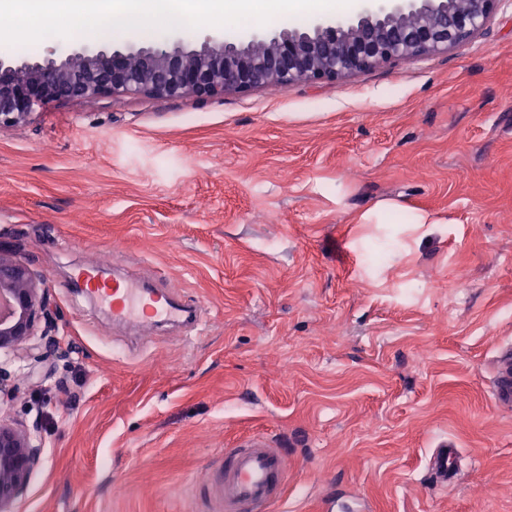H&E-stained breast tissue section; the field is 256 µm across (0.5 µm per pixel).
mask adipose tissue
I'll return each mask as SVG.
<instances>
[{"instance_id": "adipose-tissue-1", "label": "adipose tissue", "mask_w": 512, "mask_h": 512, "mask_svg": "<svg viewBox=\"0 0 512 512\" xmlns=\"http://www.w3.org/2000/svg\"><path fill=\"white\" fill-rule=\"evenodd\" d=\"M355 0H0V15L16 20L0 46L25 38L30 26L46 21L75 31L101 16L168 23L188 15L259 18L269 14H313L328 8L347 10Z\"/></svg>"}]
</instances>
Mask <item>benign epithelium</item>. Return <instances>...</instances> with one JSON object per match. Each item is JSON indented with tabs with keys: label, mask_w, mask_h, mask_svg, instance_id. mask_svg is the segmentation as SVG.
I'll use <instances>...</instances> for the list:
<instances>
[{
	"label": "benign epithelium",
	"mask_w": 512,
	"mask_h": 512,
	"mask_svg": "<svg viewBox=\"0 0 512 512\" xmlns=\"http://www.w3.org/2000/svg\"><path fill=\"white\" fill-rule=\"evenodd\" d=\"M499 0H370L354 18L317 19L268 35L208 36L190 48L166 38L150 46L50 51L41 61L0 56V127L60 100L148 94L219 97L230 91L337 80L392 60L459 45L484 28ZM0 352L22 362L63 352L50 289L0 245ZM45 340L38 353L30 341ZM10 361L0 362V404L19 393ZM42 425L0 415V512L23 495L40 462Z\"/></svg>",
	"instance_id": "1"
}]
</instances>
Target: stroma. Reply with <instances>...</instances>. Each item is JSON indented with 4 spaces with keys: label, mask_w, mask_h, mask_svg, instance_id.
Listing matches in <instances>:
<instances>
[{
    "label": "stroma",
    "mask_w": 512,
    "mask_h": 512,
    "mask_svg": "<svg viewBox=\"0 0 512 512\" xmlns=\"http://www.w3.org/2000/svg\"><path fill=\"white\" fill-rule=\"evenodd\" d=\"M225 28L102 17L94 41L45 24L0 52ZM112 242L203 325L113 326L72 284ZM0 244L50 287L67 350L0 407L46 444L12 512H211L225 449L257 433L288 463L273 512H512L492 389L512 346V0L466 43L336 81L41 107L0 129ZM445 442L460 471L441 486ZM429 471L436 484L448 485L459 473V454L457 448L444 444L437 448L429 460Z\"/></svg>",
    "instance_id": "35a3bbf8"
}]
</instances>
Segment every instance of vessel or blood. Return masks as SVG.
Returning <instances> with one entry per match:
<instances>
[{
  "instance_id": "obj_1",
  "label": "vessel or blood",
  "mask_w": 512,
  "mask_h": 512,
  "mask_svg": "<svg viewBox=\"0 0 512 512\" xmlns=\"http://www.w3.org/2000/svg\"><path fill=\"white\" fill-rule=\"evenodd\" d=\"M75 278L89 295L102 302L116 321L130 319L145 326L182 320L197 323L201 309L178 302L173 293L129 279L106 282L95 269L79 270ZM494 397L503 406L512 405V356H507L496 374ZM435 483L448 485L459 473V454L451 445L436 449L429 460ZM219 477L211 489L215 512H270L280 500L288 480L283 455L262 434L247 437L240 445L224 451Z\"/></svg>"
}]
</instances>
